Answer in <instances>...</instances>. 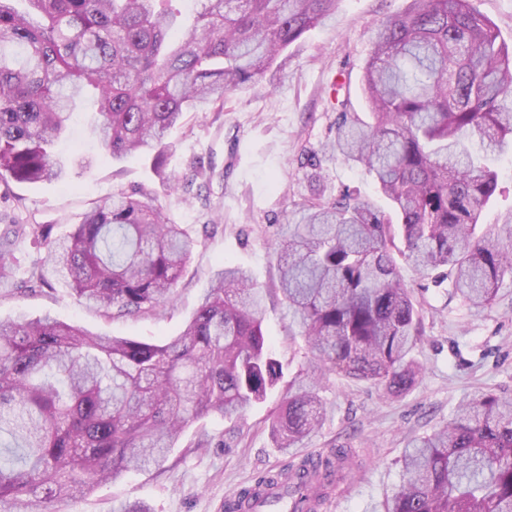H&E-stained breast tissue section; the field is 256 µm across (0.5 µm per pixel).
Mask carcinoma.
<instances>
[{"label": "carcinoma", "instance_id": "cac0c4a2", "mask_svg": "<svg viewBox=\"0 0 512 512\" xmlns=\"http://www.w3.org/2000/svg\"><path fill=\"white\" fill-rule=\"evenodd\" d=\"M0 0V180L60 182L54 153L90 96L103 154L151 160L188 112L224 106L327 21L339 0ZM362 90L370 121L338 102L331 153L367 167L391 210L353 192L310 202L279 231V289L325 371L402 395L421 331L396 256L483 310L512 278V224L477 233L498 189L488 151L512 144V49L470 0H409L378 28ZM46 262L104 316L157 315L174 299L195 238L147 199L107 198ZM252 274L216 270L184 330L158 342L106 337L50 315L0 320V512H51L124 471L161 463L184 429L240 419L283 375ZM322 379L297 374L269 423L277 447L316 432ZM341 444L224 502L240 512L278 486L288 512H318L349 463ZM383 512H512V396L466 397L405 449Z\"/></svg>", "mask_w": 512, "mask_h": 512}]
</instances>
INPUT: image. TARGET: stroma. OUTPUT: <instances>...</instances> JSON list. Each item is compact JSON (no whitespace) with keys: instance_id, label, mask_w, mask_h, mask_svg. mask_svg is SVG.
Returning a JSON list of instances; mask_svg holds the SVG:
<instances>
[{"instance_id":"35a3bbf8","label":"stroma","mask_w":512,"mask_h":512,"mask_svg":"<svg viewBox=\"0 0 512 512\" xmlns=\"http://www.w3.org/2000/svg\"><path fill=\"white\" fill-rule=\"evenodd\" d=\"M409 0H339L336 16L288 47L254 86L228 94L223 107L188 113L169 138L166 171L183 175L191 167L213 168L212 178L192 187L168 189L138 157H104L91 134V103L76 109L72 128L58 148L69 169L64 183L0 182V239L11 238L16 276L0 286V318L48 314L95 334L156 341L178 335L223 263L249 268L268 289L264 328L283 364L284 375L319 373L307 355L300 329L274 295L278 269L273 249L285 216L308 200L357 192L379 208L387 202L366 168L331 157L325 144L336 113L328 92L341 85L359 116L368 112L361 77L376 27L404 10ZM316 167H308V157ZM498 190L486 207L484 224H512V145L494 162ZM145 193L171 223L196 231L199 243L177 287V298L160 315L105 318L85 307L61 280L35 283L45 246L31 234L39 224L53 235L69 232L96 201L118 193ZM402 275L412 290L422 334L411 356L421 363L420 381L402 396L388 397L363 380L330 375L323 397L328 416L321 429L299 447L277 448L268 429L272 411L288 390L285 382L243 419L216 417L189 425L160 466L131 471L97 487L90 495L53 503L54 512H112L126 501L150 512H224L226 499L268 472L327 453L335 445L356 452L321 512H381L402 480L398 460L407 441L447 422L469 393L481 388L512 393V278L505 279L492 308L470 311L410 266ZM233 441H226L228 430ZM211 447L194 449L198 431Z\"/></svg>"}]
</instances>
